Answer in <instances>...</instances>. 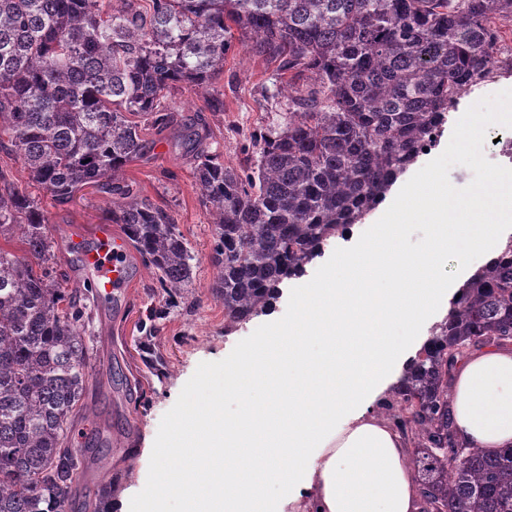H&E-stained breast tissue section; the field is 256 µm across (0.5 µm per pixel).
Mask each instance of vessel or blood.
<instances>
[{
  "mask_svg": "<svg viewBox=\"0 0 512 512\" xmlns=\"http://www.w3.org/2000/svg\"><path fill=\"white\" fill-rule=\"evenodd\" d=\"M83 269L89 274L99 297L108 298L116 291L129 287V271L125 261L126 243L113 235L110 228H102L95 245L87 247L79 240H71Z\"/></svg>",
  "mask_w": 512,
  "mask_h": 512,
  "instance_id": "obj_1",
  "label": "vessel or blood"
}]
</instances>
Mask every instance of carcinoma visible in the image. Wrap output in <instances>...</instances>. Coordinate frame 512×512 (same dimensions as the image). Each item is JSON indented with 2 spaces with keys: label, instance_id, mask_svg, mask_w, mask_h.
I'll use <instances>...</instances> for the list:
<instances>
[{
  "label": "carcinoma",
  "instance_id": "carcinoma-1",
  "mask_svg": "<svg viewBox=\"0 0 512 512\" xmlns=\"http://www.w3.org/2000/svg\"><path fill=\"white\" fill-rule=\"evenodd\" d=\"M0 0V149L60 206L86 186L112 196L110 221L170 297L196 256L166 209L124 177L143 130L174 121L170 84L214 92L238 40L274 66L288 111L224 162L205 129L183 135L215 226L214 288L224 327L265 310L322 245L378 206L435 142L448 109L512 62V0ZM138 120H132V117ZM0 512H110L113 479L75 506L101 442L76 428L93 336L91 290L65 286L38 198L0 169ZM512 346V245L479 268L379 415L414 448L420 512H512V447L459 444L450 367L470 350Z\"/></svg>",
  "mask_w": 512,
  "mask_h": 512
}]
</instances>
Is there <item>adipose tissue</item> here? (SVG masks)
I'll return each instance as SVG.
<instances>
[{
  "label": "adipose tissue",
  "instance_id": "adipose-tissue-1",
  "mask_svg": "<svg viewBox=\"0 0 512 512\" xmlns=\"http://www.w3.org/2000/svg\"><path fill=\"white\" fill-rule=\"evenodd\" d=\"M404 195L443 226L468 223V236L443 230L414 260L377 232L336 258L297 293L294 324L225 367L240 412L225 419L217 396L198 425L176 424L194 462L149 488L148 503L160 510L177 496L183 512H275L266 493L273 483L285 512H416L407 441L374 404L426 344L419 322L446 307L443 259L455 255L468 276L499 255V238L512 231V170L464 200L442 183L428 193L412 183ZM451 378L459 442L512 447V350L472 351Z\"/></svg>",
  "mask_w": 512,
  "mask_h": 512
}]
</instances>
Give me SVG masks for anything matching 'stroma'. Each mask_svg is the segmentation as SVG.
Returning <instances> with one entry per match:
<instances>
[{"mask_svg": "<svg viewBox=\"0 0 512 512\" xmlns=\"http://www.w3.org/2000/svg\"><path fill=\"white\" fill-rule=\"evenodd\" d=\"M214 87L224 94V110L218 116L205 109L191 87L172 85L166 103L174 114L173 125L162 134L149 135V151L124 168L125 178L136 183L142 196L169 212L196 256L191 295L180 307H171L165 291L131 248V287L98 299L91 308L96 348L91 375L101 386L88 398L90 418L81 427L87 434L100 428L111 445L102 451L108 468H92L85 485L91 488L114 478L133 512H143V490L166 466L161 450L187 406L205 409L225 364L273 326L297 316L293 297L300 283L288 280L269 312L232 331L224 329V303L212 291L216 270L209 260L211 217L201 202L194 161L176 147L175 139L183 126L206 125L213 146L226 163L236 165L244 159V136L276 121L288 103L273 94L270 65L240 44L226 56ZM511 108L512 73L498 75L491 85L476 86L461 99L436 145L407 170V178L432 168L464 197L496 171L512 167V160L493 145L496 138L512 137V125L486 123L488 117ZM38 197L59 241L75 232L94 240L112 208L111 197L91 187L77 192L65 206L46 192Z\"/></svg>", "mask_w": 512, "mask_h": 512, "instance_id": "35a3bbf8", "label": "stroma"}]
</instances>
